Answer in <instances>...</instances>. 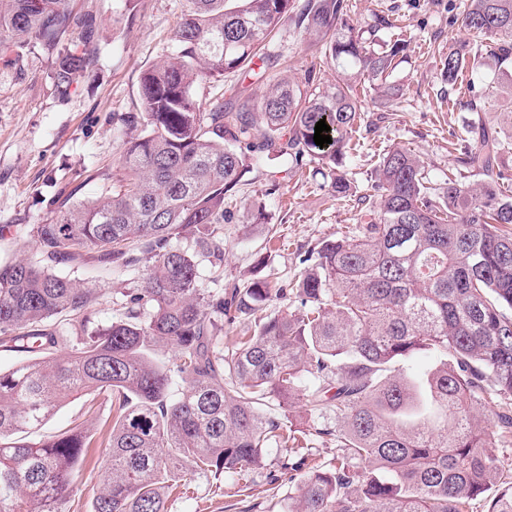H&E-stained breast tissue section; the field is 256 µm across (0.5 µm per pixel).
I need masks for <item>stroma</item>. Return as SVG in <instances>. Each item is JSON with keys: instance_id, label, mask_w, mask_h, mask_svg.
<instances>
[{"instance_id": "obj_1", "label": "stroma", "mask_w": 512, "mask_h": 512, "mask_svg": "<svg viewBox=\"0 0 512 512\" xmlns=\"http://www.w3.org/2000/svg\"><path fill=\"white\" fill-rule=\"evenodd\" d=\"M465 0H351L350 22L366 27L372 11L394 6L398 34L407 42V55L392 77L405 86L401 99L389 107L364 97L362 108L369 127L361 147L344 159V168L358 195L370 193L372 172L384 149L405 147L425 162L432 186L447 180L456 168L468 126L483 118L485 126L512 141V59L501 61L493 50L497 36L466 30L459 18ZM74 15H95L100 28L95 44L97 60L78 84L60 92L51 79L54 58L39 46L24 49L18 61H0V263L30 261L32 243L22 234L33 224L54 222L58 196L73 193L83 200L111 188L120 141L114 115L141 111V73L162 62L174 50L171 36L187 8V0H138L127 11L125 0H69ZM465 45L478 63L467 69L457 103L441 91V63L449 46ZM272 65L225 74L223 89L194 86L202 107L217 96L245 101L261 97L284 74L304 77L318 63L315 46L300 42L291 21L280 24L268 46ZM478 112H470L468 101ZM262 213H250L252 203ZM230 224L224 227V280L243 284L257 270L274 273L284 282L302 272L308 252L322 240L345 233L358 223L355 198L333 196L319 174H296L280 158L269 159L245 174L228 204ZM280 226V237L267 244L260 217ZM67 275L91 282L106 296L95 312L108 322L118 314L116 303L134 277L86 264L67 268ZM112 416L111 404H89L80 398L63 405L44 425L52 435L74 423L91 427ZM284 447L271 445L263 467L248 473L249 498L238 497L239 476L188 478L186 489L168 502L170 512H282L289 497L299 493L296 483L282 475ZM106 462L104 449H89L79 467L73 500L76 512H90L93 490Z\"/></svg>"}]
</instances>
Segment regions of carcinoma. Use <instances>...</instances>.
I'll use <instances>...</instances> for the list:
<instances>
[{
  "label": "carcinoma",
  "mask_w": 512,
  "mask_h": 512,
  "mask_svg": "<svg viewBox=\"0 0 512 512\" xmlns=\"http://www.w3.org/2000/svg\"><path fill=\"white\" fill-rule=\"evenodd\" d=\"M348 11V0H191L174 53L140 77L143 111L117 118L112 191L66 196L55 223L27 231L38 259L0 264V347L32 355L0 370V512H71L78 464L97 444L107 462L92 512H168L187 477L260 468L269 445L298 442L293 420L263 412L270 401L301 402L308 434L336 442L329 463L307 445L288 449L284 470L299 484L288 512H512L501 447L512 439V195L501 190L498 135L466 129L459 162L478 183L430 187L419 156L385 151L372 193L357 198L363 223L314 247L291 287L259 274L243 287H202L204 261L224 279V201L265 159L326 169L332 193L351 195L340 167L357 147L362 105L350 69L371 77L375 99L393 101L401 89L389 77L406 45L378 39L393 11L373 13L365 31ZM286 18L336 83L312 68L256 101L221 95L204 111L194 85L268 59ZM72 23L64 0H0V56L31 43L57 51L65 92L94 64L99 29L83 16L80 44L60 50ZM461 23L512 37V0H467ZM471 62L448 48V92ZM322 119L332 143L319 147ZM86 262L143 271L119 318L98 321L103 289L58 271ZM241 321L254 323L251 335L224 341ZM420 352L445 359L423 374L394 371ZM75 396L111 402L112 422L21 440Z\"/></svg>",
  "instance_id": "1"
}]
</instances>
